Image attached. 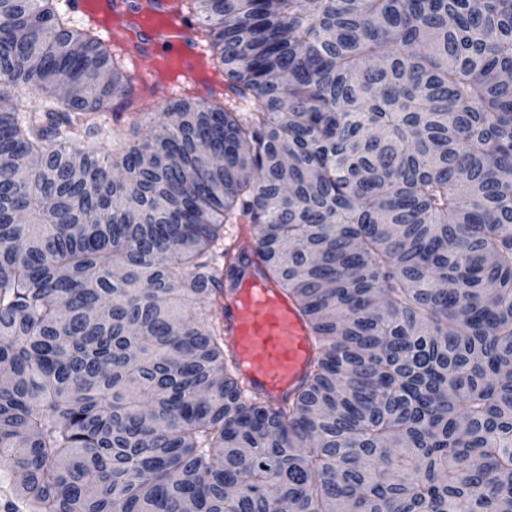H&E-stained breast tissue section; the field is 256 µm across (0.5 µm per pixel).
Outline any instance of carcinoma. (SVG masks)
Wrapping results in <instances>:
<instances>
[{
  "label": "carcinoma",
  "mask_w": 512,
  "mask_h": 512,
  "mask_svg": "<svg viewBox=\"0 0 512 512\" xmlns=\"http://www.w3.org/2000/svg\"><path fill=\"white\" fill-rule=\"evenodd\" d=\"M183 2L224 90L159 106L0 0V512H512V0ZM253 250L281 403L214 314ZM221 318L227 348L236 358L245 354L251 358L252 369L248 374L259 388L276 394L277 399L296 389L315 349L309 330L303 328L289 306L287 314L277 305L240 310L224 298ZM297 358L302 360L300 366L295 364Z\"/></svg>",
  "instance_id": "carcinoma-1"
}]
</instances>
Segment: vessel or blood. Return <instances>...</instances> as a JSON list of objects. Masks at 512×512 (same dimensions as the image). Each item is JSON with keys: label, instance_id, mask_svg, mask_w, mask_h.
I'll list each match as a JSON object with an SVG mask.
<instances>
[{"label": "vessel or blood", "instance_id": "vessel-or-blood-1", "mask_svg": "<svg viewBox=\"0 0 512 512\" xmlns=\"http://www.w3.org/2000/svg\"><path fill=\"white\" fill-rule=\"evenodd\" d=\"M94 7L101 15L121 17L134 25L130 53L145 81L151 77L145 65L159 46L175 47L189 38L187 28L175 19L176 0H156L154 8L138 13L129 12L125 0H95ZM222 319L229 351L250 357L249 376L258 387L280 398L296 389L315 349L309 331L295 315L276 305L242 310L228 300Z\"/></svg>", "mask_w": 512, "mask_h": 512}]
</instances>
